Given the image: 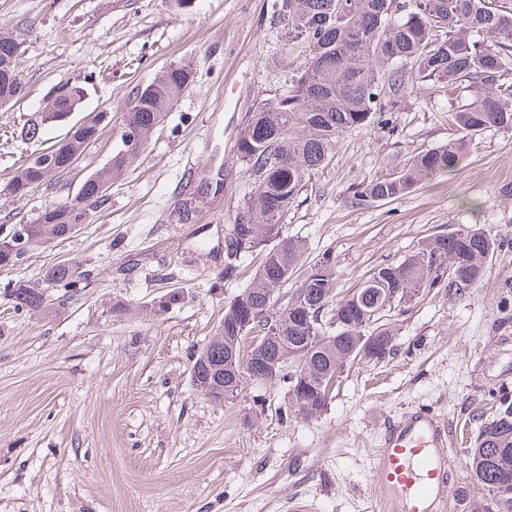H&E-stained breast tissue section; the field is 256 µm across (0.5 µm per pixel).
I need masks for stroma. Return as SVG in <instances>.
<instances>
[{
	"instance_id": "35a3bbf8",
	"label": "stroma",
	"mask_w": 512,
	"mask_h": 512,
	"mask_svg": "<svg viewBox=\"0 0 512 512\" xmlns=\"http://www.w3.org/2000/svg\"><path fill=\"white\" fill-rule=\"evenodd\" d=\"M276 9L277 0H0L26 84L0 107V231L74 197L122 149L138 87L173 65L194 74L76 235L0 268V512H374L383 424L423 405L458 434L445 512L484 504L465 450L480 414L512 400V131L479 132L453 172L395 201L353 199L358 185L447 143L445 87L414 84L387 123L340 134L283 232L309 257L331 253L344 294L429 236L479 228L499 245L482 286L421 289L399 317L393 352L348 367L310 419L290 409L280 382L245 384L218 404L191 381L193 355L261 262L248 255L226 270L224 240L251 187L239 133L258 102L283 92L292 65ZM59 85L86 91L72 122L101 111L111 121L54 189L12 194L20 166L67 132L18 135ZM60 260L85 273L65 307L16 310L14 283L42 280ZM172 291L178 303L154 309Z\"/></svg>"
}]
</instances>
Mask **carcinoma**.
<instances>
[{"mask_svg": "<svg viewBox=\"0 0 512 512\" xmlns=\"http://www.w3.org/2000/svg\"><path fill=\"white\" fill-rule=\"evenodd\" d=\"M279 21L288 52L301 51L304 61L292 69L280 96L257 106L237 141V157L252 183L226 253L229 268L245 253L256 252L262 261L249 287L224 306V332L197 352L193 365L205 379L219 375L229 398L248 382L260 383L249 368L224 363V354L254 355V341L271 335L273 323L281 339L269 346L285 352L290 367L279 379L288 384L291 408L312 418L324 411L348 365L393 351L395 314L389 309L384 319L371 318L377 296H395L394 309H400L444 274L450 288H475L497 245L476 229L436 234L402 262L374 267L359 295L341 299L335 262L324 252L308 263L300 286L279 306L276 292L306 253L302 241L282 233L288 204L326 161L339 134L380 122L399 109L405 90L416 82L469 91L452 115L456 136L356 188V199L392 202L456 167L477 133L488 127L511 131L512 0H281ZM18 55L0 53V107L25 93ZM191 81L190 70L172 66L136 92L124 123L136 128L139 143L114 153L81 183L84 205L98 202L123 175ZM83 97L82 87H68L62 111L44 113L40 123L22 128L21 137L32 140L41 123H63L66 111L78 110ZM69 169L64 156L48 174L28 163L10 191L33 182L51 189ZM72 223L74 216L65 209L43 211L30 225L33 246L70 238L66 229ZM78 278L75 265L57 262L40 282H16L9 297L15 308L41 313L48 309V289L72 288ZM243 308L255 316L246 329ZM466 465L471 481L487 492L485 512H512V402H501L495 416L481 424Z\"/></svg>", "mask_w": 512, "mask_h": 512, "instance_id": "1", "label": "carcinoma"}]
</instances>
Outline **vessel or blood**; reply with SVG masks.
I'll return each instance as SVG.
<instances>
[{"instance_id": "obj_1", "label": "vessel or blood", "mask_w": 512, "mask_h": 512, "mask_svg": "<svg viewBox=\"0 0 512 512\" xmlns=\"http://www.w3.org/2000/svg\"><path fill=\"white\" fill-rule=\"evenodd\" d=\"M447 425L427 409L389 421L373 459L380 512H443L451 488Z\"/></svg>"}]
</instances>
